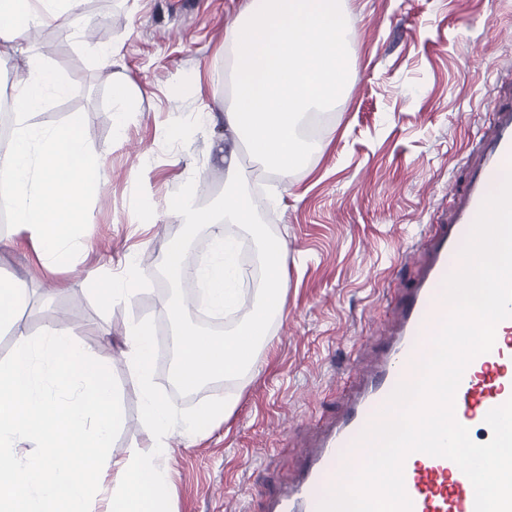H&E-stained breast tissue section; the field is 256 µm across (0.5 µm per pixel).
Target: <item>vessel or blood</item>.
<instances>
[{"label": "vessel or blood", "mask_w": 512, "mask_h": 512, "mask_svg": "<svg viewBox=\"0 0 512 512\" xmlns=\"http://www.w3.org/2000/svg\"><path fill=\"white\" fill-rule=\"evenodd\" d=\"M485 108L493 123L447 219L436 225L424 245L423 266L397 301L395 325L379 357L356 376L343 412L313 439L296 479L267 495V512H317L327 476L364 460L366 450L357 444L359 435L379 415L395 387L414 378L415 364L425 355L424 339L435 333L448 313L442 298L448 265L467 240L484 199L500 186L502 163L512 158V96H492ZM511 399L512 318H508L497 325L492 350L475 357L465 369L455 395V417L471 429L484 424L491 409ZM403 475L412 512H474L473 485L452 460L415 452L406 458Z\"/></svg>", "instance_id": "vessel-or-blood-1"}]
</instances>
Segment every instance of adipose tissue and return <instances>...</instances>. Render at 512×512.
<instances>
[{
  "label": "adipose tissue",
  "instance_id": "1",
  "mask_svg": "<svg viewBox=\"0 0 512 512\" xmlns=\"http://www.w3.org/2000/svg\"><path fill=\"white\" fill-rule=\"evenodd\" d=\"M80 0H0V57L22 52L33 34L63 25ZM346 21L336 0H247L245 9L228 25L234 58L232 99L210 113L223 123L229 149L224 157L226 181L234 183L239 148L247 146L252 160L280 173L301 165L310 146L298 134L303 112L324 106L340 95L350 66ZM67 85L51 70L28 64L19 82L14 108L19 120L8 151L0 156V186L10 221L29 236L46 267L68 257L76 244V228L87 223L84 203L104 166L79 135L63 136L28 125L25 118ZM174 214L186 224L212 227L205 262L190 265L181 244L167 243L164 264L175 280L197 282L213 312L236 305L246 271L227 224H250L249 204L234 190L224 193L220 212H202L182 199ZM283 241L265 243V293L261 307L233 334L216 337L190 328L180 334L178 379L200 386L202 375L237 376L252 365V350L267 335V320L278 313L287 282L282 272Z\"/></svg>",
  "mask_w": 512,
  "mask_h": 512
}]
</instances>
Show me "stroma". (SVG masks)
<instances>
[{
  "mask_svg": "<svg viewBox=\"0 0 512 512\" xmlns=\"http://www.w3.org/2000/svg\"><path fill=\"white\" fill-rule=\"evenodd\" d=\"M247 0H83L71 22L39 30L32 55L68 84L28 115L30 124L86 137L105 160L87 198L90 221L55 269L43 268L14 224L0 230V276L26 278L17 313L29 334L54 323L73 328L82 347L111 355L123 409L110 453L127 456L155 439L140 416V387L119 351L126 326L152 318L157 330L180 325L221 337L195 309L175 324L169 307L187 301L169 279L163 244L187 253L208 246L209 228L170 213L183 197L201 209L224 203L217 150L224 128L204 115L231 101L226 27ZM349 19L353 59L347 83L319 135L323 146L281 175L259 171L240 151L243 189L262 220L226 225L237 244L283 239L288 289L269 317L257 370L213 377L176 400L183 409L214 397L231 412L203 435L170 431L162 465L172 485L170 512H263L261 489L286 485L314 427L337 415L344 381L373 360L393 301L411 281L433 224L448 212L467 157L485 132L484 101L512 73V0H338ZM116 49L112 67L97 53ZM125 80L129 103L117 112L112 84ZM132 271L131 299L106 302L88 272Z\"/></svg>",
  "mask_w": 512,
  "mask_h": 512,
  "instance_id": "obj_1",
  "label": "stroma"
}]
</instances>
